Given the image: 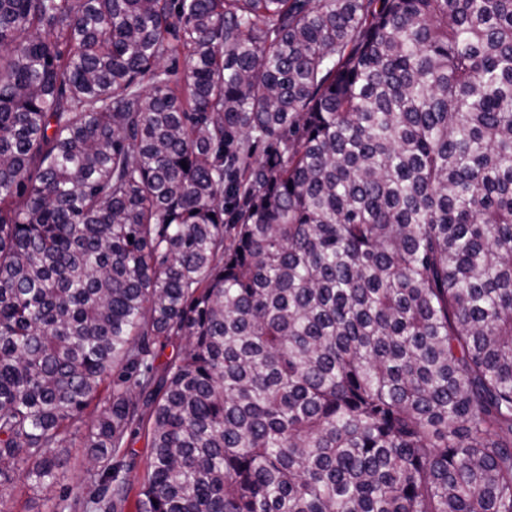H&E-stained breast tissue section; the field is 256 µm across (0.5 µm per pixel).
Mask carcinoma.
<instances>
[{
    "label": "carcinoma",
    "instance_id": "carcinoma-1",
    "mask_svg": "<svg viewBox=\"0 0 512 512\" xmlns=\"http://www.w3.org/2000/svg\"><path fill=\"white\" fill-rule=\"evenodd\" d=\"M79 433L47 512H512V0H0V490ZM126 449L128 458L130 457L131 454H135V457L137 459V467L133 470L130 477L134 481V486L137 489V482L144 473V461L149 454L150 448H147L145 438L143 436H138L132 440L129 439L128 448Z\"/></svg>",
    "mask_w": 512,
    "mask_h": 512
}]
</instances>
